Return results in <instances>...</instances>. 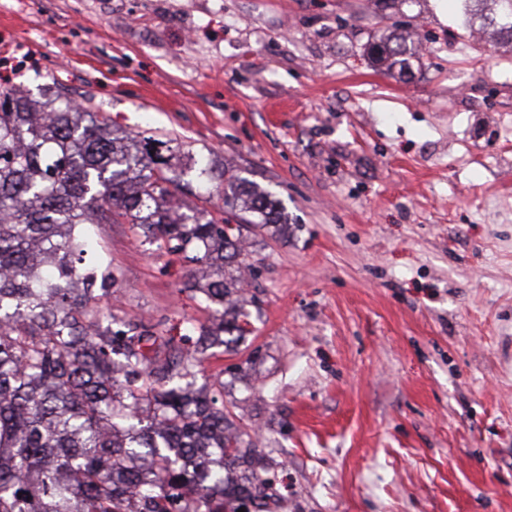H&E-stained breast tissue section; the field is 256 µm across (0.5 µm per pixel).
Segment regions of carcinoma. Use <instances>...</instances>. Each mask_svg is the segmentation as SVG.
Wrapping results in <instances>:
<instances>
[{
	"instance_id": "carcinoma-1",
	"label": "carcinoma",
	"mask_w": 512,
	"mask_h": 512,
	"mask_svg": "<svg viewBox=\"0 0 512 512\" xmlns=\"http://www.w3.org/2000/svg\"><path fill=\"white\" fill-rule=\"evenodd\" d=\"M488 1L512 43V0H465L473 17ZM380 42L387 59L406 53L400 36ZM69 93L0 86V512H271L263 459L218 405L224 382H198L211 350L247 333L249 314L224 304L248 255L192 182H224L242 224L280 223L276 203ZM94 224H131L196 266L215 317L193 346L101 305L120 279Z\"/></svg>"
}]
</instances>
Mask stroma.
Instances as JSON below:
<instances>
[{
    "instance_id": "35a3bbf8",
    "label": "stroma",
    "mask_w": 512,
    "mask_h": 512,
    "mask_svg": "<svg viewBox=\"0 0 512 512\" xmlns=\"http://www.w3.org/2000/svg\"><path fill=\"white\" fill-rule=\"evenodd\" d=\"M411 35L404 73L368 52ZM57 81L288 219L242 228L251 332L205 364L279 512H512V45L459 0H0V84ZM124 320L193 266L103 224Z\"/></svg>"
}]
</instances>
